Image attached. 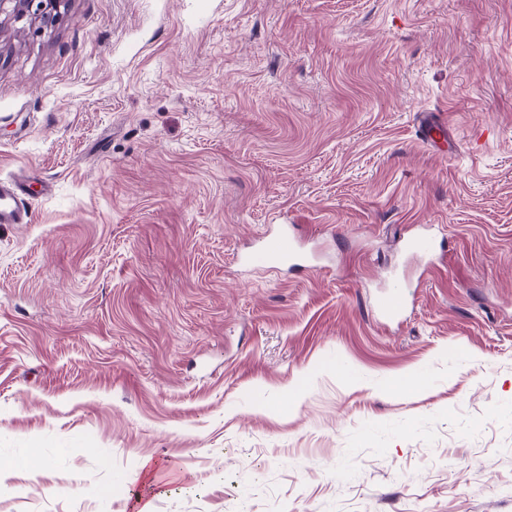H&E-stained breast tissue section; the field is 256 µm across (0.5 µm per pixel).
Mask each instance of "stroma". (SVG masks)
<instances>
[{
  "label": "stroma",
  "instance_id": "35a3bbf8",
  "mask_svg": "<svg viewBox=\"0 0 512 512\" xmlns=\"http://www.w3.org/2000/svg\"><path fill=\"white\" fill-rule=\"evenodd\" d=\"M61 12L0 24V512H512V0ZM29 195L27 184L15 188L0 185V223L25 224L24 198ZM296 255L295 240L288 231L267 233L259 240L255 252L245 257L248 264H270L272 267L288 262ZM390 289L382 293L376 301V308L382 316H396L403 311L405 301L404 288H409L407 282H395Z\"/></svg>",
  "mask_w": 512,
  "mask_h": 512
}]
</instances>
